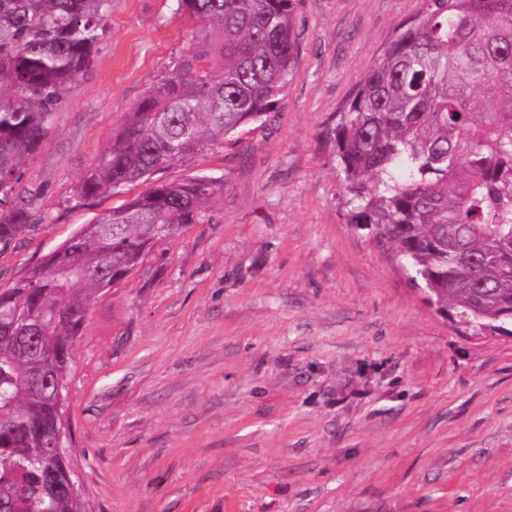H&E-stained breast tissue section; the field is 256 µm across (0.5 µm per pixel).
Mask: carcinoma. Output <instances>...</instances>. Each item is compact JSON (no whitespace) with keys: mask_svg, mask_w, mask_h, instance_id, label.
I'll return each instance as SVG.
<instances>
[{"mask_svg":"<svg viewBox=\"0 0 512 512\" xmlns=\"http://www.w3.org/2000/svg\"><path fill=\"white\" fill-rule=\"evenodd\" d=\"M110 0H0V243L30 221L16 184L60 90L92 64ZM197 28L81 176L95 198L149 187L83 225L0 288V512H86L52 447L57 381L93 301L198 224L217 182L152 180L274 111L288 87L297 0H177ZM332 129L353 223L394 250L439 313L512 336V0H421Z\"/></svg>","mask_w":512,"mask_h":512,"instance_id":"cac0c4a2","label":"carcinoma"}]
</instances>
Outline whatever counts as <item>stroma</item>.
<instances>
[{
	"instance_id": "1",
	"label": "stroma",
	"mask_w": 512,
	"mask_h": 512,
	"mask_svg": "<svg viewBox=\"0 0 512 512\" xmlns=\"http://www.w3.org/2000/svg\"><path fill=\"white\" fill-rule=\"evenodd\" d=\"M177 0H110L16 191L0 287L145 183L76 185L166 74ZM420 0H298L274 112L156 173L223 189L94 302L70 418L91 512H512V337L468 339L358 229L329 132Z\"/></svg>"
}]
</instances>
